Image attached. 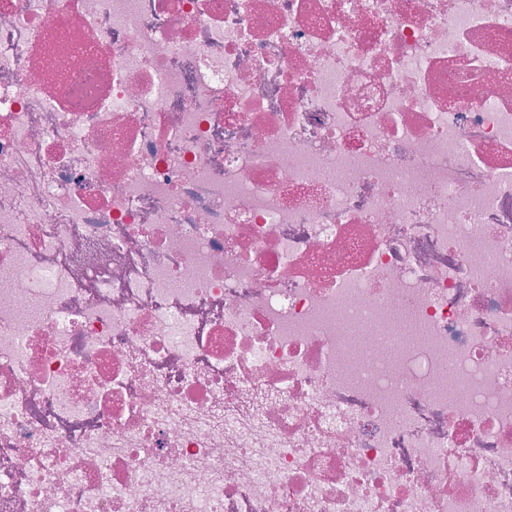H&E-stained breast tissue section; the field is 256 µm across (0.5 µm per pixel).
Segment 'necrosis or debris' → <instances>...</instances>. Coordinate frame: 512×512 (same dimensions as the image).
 I'll return each instance as SVG.
<instances>
[{"instance_id":"obj_1","label":"necrosis or debris","mask_w":512,"mask_h":512,"mask_svg":"<svg viewBox=\"0 0 512 512\" xmlns=\"http://www.w3.org/2000/svg\"><path fill=\"white\" fill-rule=\"evenodd\" d=\"M0 512H512V0H0Z\"/></svg>"}]
</instances>
